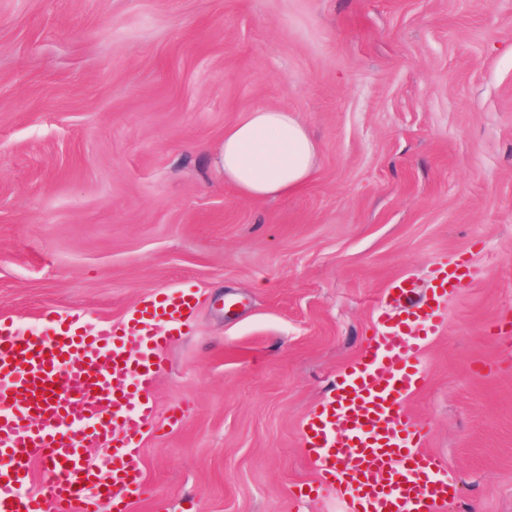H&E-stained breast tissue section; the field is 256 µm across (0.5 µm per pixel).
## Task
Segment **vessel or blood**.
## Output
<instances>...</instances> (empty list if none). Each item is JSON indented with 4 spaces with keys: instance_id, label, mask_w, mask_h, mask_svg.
I'll use <instances>...</instances> for the list:
<instances>
[{
    "instance_id": "b4317fda",
    "label": "vessel or blood",
    "mask_w": 512,
    "mask_h": 512,
    "mask_svg": "<svg viewBox=\"0 0 512 512\" xmlns=\"http://www.w3.org/2000/svg\"><path fill=\"white\" fill-rule=\"evenodd\" d=\"M463 262L429 292L405 278L386 291L379 336L336 378L335 393L302 426L319 482L346 512H447L457 485L424 446L404 399L424 385L418 351L445 324L441 303L466 285ZM196 308L189 288L158 289L118 324L48 310L19 330L0 318V512H126L146 490L139 439L153 420L163 353ZM103 448V460L85 449ZM49 478L27 492L35 460Z\"/></svg>"
}]
</instances>
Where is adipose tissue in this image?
I'll return each mask as SVG.
<instances>
[{
  "mask_svg": "<svg viewBox=\"0 0 512 512\" xmlns=\"http://www.w3.org/2000/svg\"><path fill=\"white\" fill-rule=\"evenodd\" d=\"M317 153L316 141L292 113L257 108L225 128L217 165L241 195L263 199L306 185Z\"/></svg>",
  "mask_w": 512,
  "mask_h": 512,
  "instance_id": "1",
  "label": "adipose tissue"
}]
</instances>
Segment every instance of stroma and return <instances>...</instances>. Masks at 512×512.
<instances>
[{
  "instance_id": "1",
  "label": "stroma",
  "mask_w": 512,
  "mask_h": 512,
  "mask_svg": "<svg viewBox=\"0 0 512 512\" xmlns=\"http://www.w3.org/2000/svg\"><path fill=\"white\" fill-rule=\"evenodd\" d=\"M259 107L319 145L270 199L215 165ZM459 259L403 407L458 479L448 512H512V0H0V316L197 291L130 512H344L293 495L301 425L387 283Z\"/></svg>"
}]
</instances>
